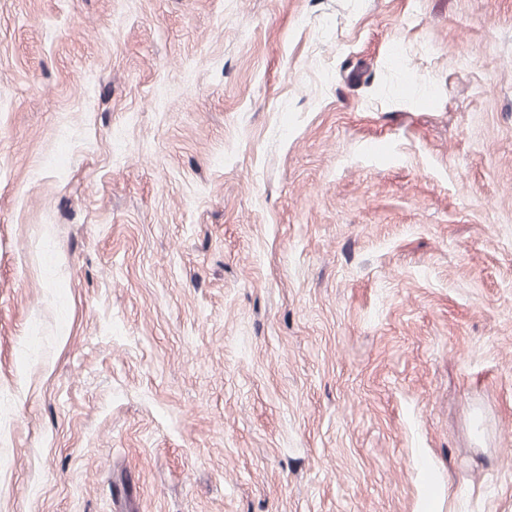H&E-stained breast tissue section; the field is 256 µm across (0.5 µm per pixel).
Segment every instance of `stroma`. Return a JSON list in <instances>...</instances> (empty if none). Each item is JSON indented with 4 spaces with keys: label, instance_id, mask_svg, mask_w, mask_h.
Returning a JSON list of instances; mask_svg holds the SVG:
<instances>
[{
    "label": "stroma",
    "instance_id": "35a3bbf8",
    "mask_svg": "<svg viewBox=\"0 0 512 512\" xmlns=\"http://www.w3.org/2000/svg\"><path fill=\"white\" fill-rule=\"evenodd\" d=\"M427 469L512 512V0H0V512Z\"/></svg>",
    "mask_w": 512,
    "mask_h": 512
}]
</instances>
